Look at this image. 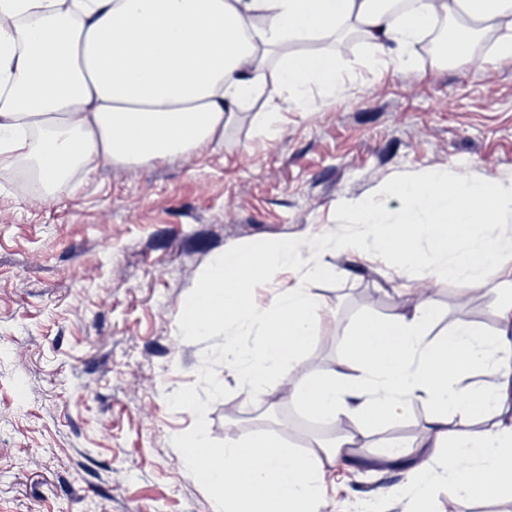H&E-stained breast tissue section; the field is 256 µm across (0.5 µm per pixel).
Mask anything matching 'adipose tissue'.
<instances>
[{
    "instance_id": "ef3b65f1",
    "label": "adipose tissue",
    "mask_w": 512,
    "mask_h": 512,
    "mask_svg": "<svg viewBox=\"0 0 512 512\" xmlns=\"http://www.w3.org/2000/svg\"><path fill=\"white\" fill-rule=\"evenodd\" d=\"M386 2L0 0V167L30 165L37 180L30 199L44 202L80 168L189 158L223 131L226 113L261 95L286 92L305 108L310 87L341 93L335 58L296 46L336 37L347 25L379 48L388 41L409 45L448 18L455 25L446 59L472 60L475 37L493 28L497 59L512 61V0H414L395 21ZM262 49L281 57L275 78L257 59ZM399 191L407 201L399 232L379 239L398 261L464 282V301L483 290L490 268L512 266V251L478 235L480 225L512 220L511 184L473 175L452 182L437 172ZM311 248L284 239L226 251L181 308L180 329L198 335L229 324L257 328V349L224 355L250 396L264 398L270 378L288 375L295 404L327 421L352 418L362 434L397 417L403 399L425 393L431 414L422 448L381 443L382 457L409 474L412 512H428V480L438 470L455 497L512 501V428L448 429L449 417L492 415L512 402V279L496 288V333L458 322L429 338L438 308L426 292H409L406 312L351 324L343 361L312 374L302 367L318 309L309 289H287L263 308L252 299L266 273L296 265ZM473 373L488 385L466 384ZM350 394L367 400L349 408Z\"/></svg>"
}]
</instances>
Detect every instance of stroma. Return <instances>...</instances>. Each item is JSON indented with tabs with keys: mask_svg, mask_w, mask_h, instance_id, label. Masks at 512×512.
Instances as JSON below:
<instances>
[{
	"mask_svg": "<svg viewBox=\"0 0 512 512\" xmlns=\"http://www.w3.org/2000/svg\"><path fill=\"white\" fill-rule=\"evenodd\" d=\"M496 39L488 31L473 43L481 68L413 44L378 52L359 34L305 43L336 58L343 94L311 87L305 109L284 93L259 98L226 114L223 134L189 159L80 173L42 204L0 169V512H214L170 442L195 416L166 401L204 366L232 391L206 413L212 439L272 431L304 446L306 430L288 416L293 381L273 377L258 403L224 366L225 346L253 348L256 331L178 326L196 281L230 248L316 243L253 290L259 306L299 285L316 297L321 321L303 357L314 374L342 360L350 324L387 319L407 288L430 289L439 306L431 336L458 320L500 328L493 288L505 272L490 270V291L459 306L461 283L402 267L347 213L371 199L393 223L405 207L399 185L436 170L512 182V62L493 61ZM382 53L410 64H380ZM338 237L357 249L334 246ZM317 265L325 274L311 275ZM428 415L417 393L384 434L419 440ZM375 441L359 436L325 462L323 512H406L407 475ZM366 478L385 483L380 497L362 491Z\"/></svg>",
	"mask_w": 512,
	"mask_h": 512,
	"instance_id": "1",
	"label": "stroma"
}]
</instances>
